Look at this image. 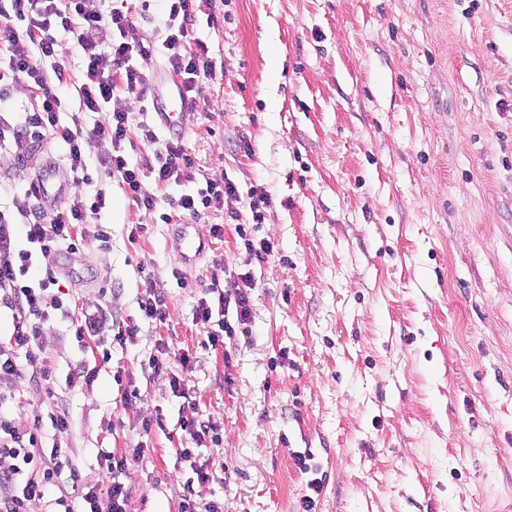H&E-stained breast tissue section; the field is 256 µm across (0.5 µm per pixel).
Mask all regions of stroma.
<instances>
[{
	"label": "stroma",
	"mask_w": 512,
	"mask_h": 512,
	"mask_svg": "<svg viewBox=\"0 0 512 512\" xmlns=\"http://www.w3.org/2000/svg\"><path fill=\"white\" fill-rule=\"evenodd\" d=\"M194 31L218 76L157 134L195 152L189 191L226 178L238 192L195 219L210 248L186 268L168 246L179 214L163 223L167 204L139 210L96 172L111 247L80 251L76 274L61 254L58 283L72 310L100 304L139 335L106 362L52 318L41 341L55 396L23 374L12 416L41 418L43 446L70 448L102 495V452L146 442L121 476L127 512H178L189 491L223 512H300L312 477L315 512H512V0H203ZM47 164L67 183L56 140L22 160L0 151V187L35 207L25 190ZM256 190L270 199L258 222ZM240 271L257 282L250 320L203 347L197 302ZM152 282L161 322L138 307ZM161 343L169 362L193 354L185 382L220 437L189 462L183 401L146 367ZM84 366L96 380L73 384ZM55 405L70 416L61 432Z\"/></svg>",
	"instance_id": "stroma-1"
}]
</instances>
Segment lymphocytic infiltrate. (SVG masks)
<instances>
[{"mask_svg":"<svg viewBox=\"0 0 512 512\" xmlns=\"http://www.w3.org/2000/svg\"><path fill=\"white\" fill-rule=\"evenodd\" d=\"M159 2L164 39L157 46L144 40L129 11L107 6L106 0H0V148L22 158L47 138L61 141L76 188L65 207L34 218L24 208L0 205V308L9 309L13 320L12 335L0 340V486L12 489L9 496L0 498V512H35L44 504L61 507L62 512H126L132 494L120 479L130 454L105 453L112 482L107 496H99L71 471L65 448L57 444L45 448L39 425L17 424L4 410L14 397V382L27 367L46 380L47 396H54L49 385L51 364L37 352L43 326L52 315L68 319L81 341L107 335L112 345L123 348L139 333L134 320L106 316L96 305L72 312L54 291L58 252L74 254L88 244L100 249L111 245V233L101 221L106 194L93 187L87 145H104L98 165L117 174L125 194L149 211L164 201L195 218L203 211L221 209L225 196L237 191L224 178L207 182L194 194L163 196L167 189L195 179L196 157L182 142L160 139L147 120L146 108H132V100L144 98V79L135 60L162 53L188 98L217 74L207 46L193 36L198 0ZM106 29L114 34L107 44L101 40ZM62 33L76 41L83 60L84 80L77 89L78 108L73 113L60 90L65 68L57 59V46ZM21 83L33 103L13 119H5L12 91ZM64 113L70 116L66 125L60 121ZM92 113L97 116L93 122L88 119ZM134 129L152 149L150 159L141 164L131 162L125 153L124 144ZM255 286L248 272L237 274L227 291L219 281H212L196 307V318L205 328V346H218L222 336L234 335L235 325L248 323ZM231 308L236 311L232 324L224 318ZM166 353V345H158L148 365L154 375L168 374L174 396L188 401V410L179 419L182 436L190 443L182 451L188 458L194 448L206 447L213 428L200 421L183 379L169 375ZM64 473L71 480L67 488L59 483Z\"/></svg>","mask_w":512,"mask_h":512,"instance_id":"obj_1","label":"lymphocytic infiltrate"}]
</instances>
